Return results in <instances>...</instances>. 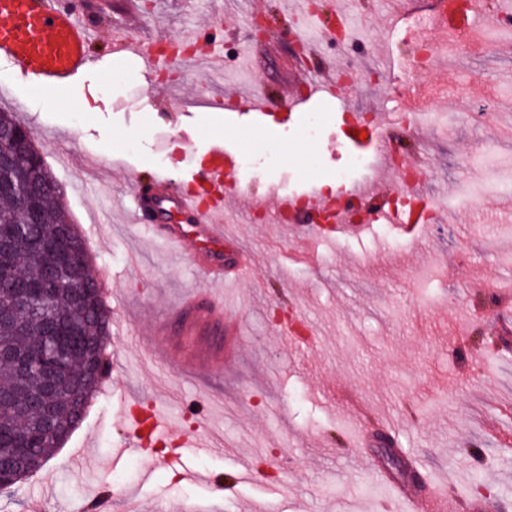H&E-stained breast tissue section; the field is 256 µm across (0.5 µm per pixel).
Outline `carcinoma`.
<instances>
[{
    "mask_svg": "<svg viewBox=\"0 0 512 512\" xmlns=\"http://www.w3.org/2000/svg\"><path fill=\"white\" fill-rule=\"evenodd\" d=\"M22 128L24 125L14 113L0 111V155L7 161L0 177L15 183L35 175L40 191L39 209L34 217L18 209L13 190L0 191V238L11 243L0 260V343L9 345L18 355L41 357L53 343L48 325L50 318L67 328L71 340L61 373L62 385L49 397L54 406L50 420H43L38 412L24 409L13 401H0V460L12 462L25 453L27 468L33 473L57 449L53 433L73 431L83 418L88 400L98 391L106 366L104 352L110 323L101 286L90 272L89 257L78 232L71 239L70 247L83 253L85 278L82 286L85 298L91 300L86 311L77 312L74 289L56 288L44 308L21 320L14 319V290L43 280L56 269L59 260L57 251L33 248L30 240L54 242L70 224L58 182L46 161L38 163L33 159L41 155L36 146V134H31L28 150L15 149L13 134ZM0 393L34 399L42 396V386L39 379L20 372L13 357L6 356L0 359ZM22 434L34 435L37 447L26 452L16 447Z\"/></svg>",
    "mask_w": 512,
    "mask_h": 512,
    "instance_id": "obj_1",
    "label": "carcinoma"
}]
</instances>
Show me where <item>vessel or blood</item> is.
I'll return each mask as SVG.
<instances>
[{
  "mask_svg": "<svg viewBox=\"0 0 512 512\" xmlns=\"http://www.w3.org/2000/svg\"><path fill=\"white\" fill-rule=\"evenodd\" d=\"M499 7L497 0H433L430 11L433 29L466 30L486 21ZM90 27L83 14L59 4L58 0H0V59L10 60L27 78L30 86L52 95L70 89L95 61L88 49ZM112 57L135 61L145 79H152L157 66L152 47L117 28L112 34ZM306 91L290 96V111L327 106L345 110L339 98L335 67H324L316 78L305 81ZM225 112L247 118L250 132L271 125L274 106L270 97L229 92L224 96ZM210 164L200 176L182 185L158 176L149 186L135 191L133 212H160L162 221L150 225L153 236L174 248L196 269L203 287L193 289L186 300L172 309L155 329L154 357L181 374L210 375L224 370V346L217 343L229 326L222 295L210 285L224 280L239 281L252 273V256L237 251L224 255V203L235 197L247 201L252 210H268L272 222L287 218L292 224H328L337 234L365 233L373 225L388 224L402 236L419 238L426 215L415 205L394 208L389 189L382 179L386 164H379L371 176L339 184L335 194L322 195L307 187L279 195L274 208H267L262 195L243 191L234 175L240 166V146L219 139L208 142ZM361 211L360 223L349 221L351 208ZM169 401L155 398L146 418H133L129 428L137 444L165 440ZM408 512H457L453 498L435 493L425 501L406 498Z\"/></svg>",
  "mask_w": 512,
  "mask_h": 512,
  "instance_id": "vessel-or-blood-1",
  "label": "vessel or blood"
}]
</instances>
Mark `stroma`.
Instances as JSON below:
<instances>
[{"label": "stroma", "mask_w": 512, "mask_h": 512, "mask_svg": "<svg viewBox=\"0 0 512 512\" xmlns=\"http://www.w3.org/2000/svg\"><path fill=\"white\" fill-rule=\"evenodd\" d=\"M295 2L112 0L111 9L89 12L99 70L56 102L0 61V109L33 129L61 186L110 310L106 352L117 364L111 390H98L47 463L0 496V512H27L38 499L45 512H83L100 487L112 494V512H122L131 494L142 512H263L271 499L279 512H404L377 479L379 469L419 495L438 486L458 499V512H512V193L497 187L512 180V136L471 117L489 98L499 120L512 124V49L502 39L455 53L445 36L428 33L446 51L448 70L416 77L429 111L450 120L452 131L413 132L407 159L425 173L429 196L455 202V224L425 225L417 240L379 224L360 237L315 244L316 260L307 265L293 258L302 245L296 229L238 214L233 245L251 252L255 267L251 280L224 286L238 327L233 361L204 384L147 358L156 320L198 276L187 260L151 245L147 224L133 220L138 184L206 168L210 135L238 138L252 160L239 176L262 194L335 178L346 165L335 123L302 138L303 115L278 99L298 77ZM401 5L410 23L421 22L422 0H351L372 40ZM259 13L269 33L256 41L249 30ZM121 26L146 44L187 36L194 51L171 61L177 78L145 83L134 62L112 58V30ZM323 50L335 64L354 56L360 71L379 73V82L346 92L349 114H377L387 131L399 132L392 76L375 52L330 42ZM116 72L125 84L112 94ZM203 87L217 97L233 89L276 98L275 132L238 133L223 111L196 108ZM278 309L302 320L319 346L283 343ZM164 392L177 402L170 436L155 450L174 458L154 470L127 444L129 398L139 396L145 408ZM202 411L220 448L192 445ZM357 411L402 424L397 442L377 438L365 447L372 472L354 453L348 416ZM247 447L257 450L253 480L207 483L236 473ZM189 470L203 481L187 480Z\"/></svg>", "instance_id": "35a3bbf8"}]
</instances>
